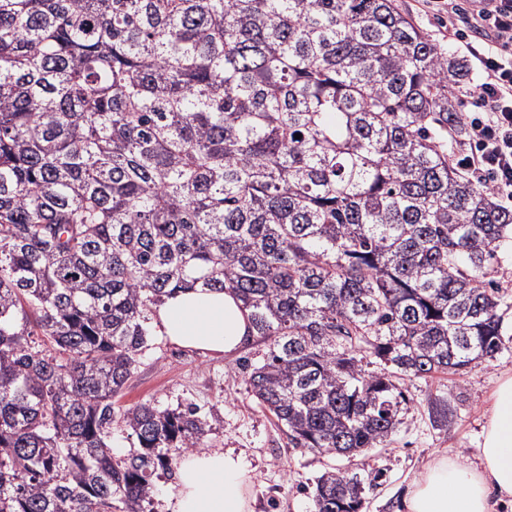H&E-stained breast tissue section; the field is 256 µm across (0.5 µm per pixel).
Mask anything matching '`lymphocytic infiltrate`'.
<instances>
[{"instance_id":"1","label":"lymphocytic infiltrate","mask_w":512,"mask_h":512,"mask_svg":"<svg viewBox=\"0 0 512 512\" xmlns=\"http://www.w3.org/2000/svg\"><path fill=\"white\" fill-rule=\"evenodd\" d=\"M462 14L468 27L459 37L471 30L492 37L471 50L481 81L460 90L478 106L463 118L467 148L460 163L502 204L512 205V0H448L449 19Z\"/></svg>"}]
</instances>
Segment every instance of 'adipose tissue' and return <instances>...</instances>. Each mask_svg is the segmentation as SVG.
<instances>
[{
    "instance_id": "ef3b65f1",
    "label": "adipose tissue",
    "mask_w": 512,
    "mask_h": 512,
    "mask_svg": "<svg viewBox=\"0 0 512 512\" xmlns=\"http://www.w3.org/2000/svg\"><path fill=\"white\" fill-rule=\"evenodd\" d=\"M156 323L171 342L215 354L248 342L252 327L227 292L193 288L165 298ZM251 477L240 457L200 451L178 463L177 491L168 512H253ZM512 498V375L492 394L476 461L440 454L415 479L404 500L407 512H496Z\"/></svg>"
}]
</instances>
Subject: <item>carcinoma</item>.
I'll list each match as a JSON object with an SVG mask.
<instances>
[{"mask_svg":"<svg viewBox=\"0 0 512 512\" xmlns=\"http://www.w3.org/2000/svg\"><path fill=\"white\" fill-rule=\"evenodd\" d=\"M468 79L395 0H0V512H154L211 424L113 398L185 288L241 301L248 392L318 454L502 353L512 211L448 154ZM366 481L323 472L314 512ZM494 284L500 288V294L512 301V248L510 244L504 252L501 262L492 274Z\"/></svg>","mask_w":512,"mask_h":512,"instance_id":"cac0c4a2","label":"carcinoma"}]
</instances>
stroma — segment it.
<instances>
[{
    "instance_id": "35a3bbf8",
    "label": "stroma",
    "mask_w": 512,
    "mask_h": 512,
    "mask_svg": "<svg viewBox=\"0 0 512 512\" xmlns=\"http://www.w3.org/2000/svg\"><path fill=\"white\" fill-rule=\"evenodd\" d=\"M396 3L450 54L467 58L465 48L453 39L426 0ZM261 350L260 344L253 343L214 356L182 348L154 332L116 404L125 408L151 401L162 408L196 406L213 425L204 448L234 451L250 470L254 512H312L316 478L330 468H347L348 462L291 448L284 428L247 393L244 364L256 361ZM505 374L512 375V350L474 363L461 375L437 374L409 381L411 402L402 424L387 448L375 449L365 460L366 470L380 474L377 486L366 492L365 512H397L411 480L438 453L476 458L491 392ZM453 387L459 397L451 402V423L438 426L431 406Z\"/></svg>"
}]
</instances>
